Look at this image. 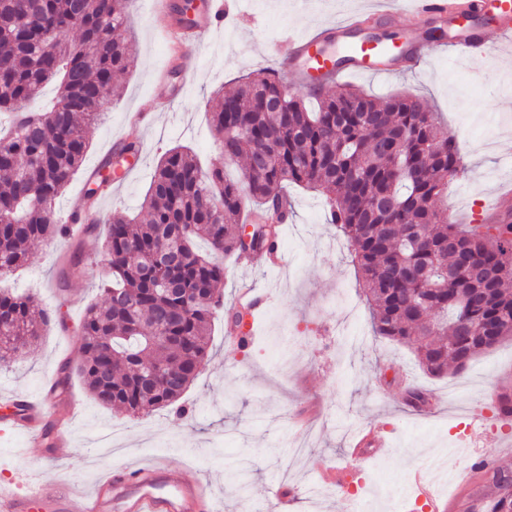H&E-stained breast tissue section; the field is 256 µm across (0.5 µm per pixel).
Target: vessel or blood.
I'll list each match as a JSON object with an SVG mask.
<instances>
[{"label": "vessel or blood", "instance_id": "obj_1", "mask_svg": "<svg viewBox=\"0 0 512 512\" xmlns=\"http://www.w3.org/2000/svg\"><path fill=\"white\" fill-rule=\"evenodd\" d=\"M153 9L167 18L166 33L174 63L191 70V51L207 40L223 20L217 0H212L204 18L193 26L178 22L171 0H153ZM493 14L498 37L512 39V0H412L405 9L406 19H435L448 26L443 40L430 46L413 41H382L363 34L370 12H357L347 19L321 27L311 36L290 38L277 51L283 74L295 86L313 88L328 85L345 76L383 75L413 71L421 67L431 50L443 54L480 60L493 54L496 46L485 30L461 22V10ZM78 407L72 401H60L54 385H45L39 397L9 401L0 420L24 434L30 443L44 447L53 457L67 445V431ZM18 487L0 486V512H215L216 505L208 488L190 479L184 469L163 462L148 466L114 468L100 478L96 486L82 493L66 482L31 481L19 473ZM415 502L426 512H454L455 506L437 489L429 470H416L410 478Z\"/></svg>", "mask_w": 512, "mask_h": 512}]
</instances>
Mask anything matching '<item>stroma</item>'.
Listing matches in <instances>:
<instances>
[{"mask_svg":"<svg viewBox=\"0 0 512 512\" xmlns=\"http://www.w3.org/2000/svg\"><path fill=\"white\" fill-rule=\"evenodd\" d=\"M222 29L198 50L192 76L168 69V48L159 31L162 18L146 6L129 8L127 33L134 66L113 77V91L90 138L84 162L56 203L67 217L83 197L94 169L129 130L132 113L151 105L154 120L143 128V145L125 177L102 196L103 214L116 209L138 212L144 192L165 150L185 145L203 169L221 165L210 125L217 89L233 90L238 77L274 67L269 50L288 33L302 34L336 22L375 0H223ZM485 80H475L476 72ZM169 73L183 84L172 103L153 100L156 80ZM350 84L385 97L395 92L419 95L430 111L455 135L460 146L459 181L449 183L437 205L457 223L466 224L491 202L502 184H512V65L491 55L475 62L432 54L422 69L388 76H353ZM295 215L285 224L280 267L264 260L233 265L224 281V305L233 307L237 291L250 285L267 294L269 306L255 326V340L230 350L228 315L212 322L209 356L178 405L150 414L128 415L98 405L77 375L71 394L83 405L68 432V448L50 460L23 435L0 428V481L23 470L43 480L90 486L116 466L160 460L184 467L216 497L217 512H242L243 506H266L275 484L315 486L316 470L347 455L348 438L361 428H377L389 441L387 451L351 459L348 484L370 485V512H412L404 489L412 471L438 469L443 492L459 500L457 512H478L477 498L492 487V475L474 473V450L512 466V422L494 419L491 390L502 385L512 394V340L477 356L460 375L432 377L415 362L408 345L374 337L368 316L346 330L336 322L347 306L364 307L361 275L352 263V245L328 224L323 198L289 186ZM101 230L92 226L32 247L29 262L0 278V289L33 295L55 314L38 344L0 364L6 393L35 395L57 376L62 364H76L77 328L85 308L98 298L102 274ZM83 259L69 274L64 260ZM430 390L434 403L418 412L406 402L407 383ZM314 406L317 434L306 450L304 466L293 464L297 438L290 419ZM239 462L249 472L250 487L240 492L224 474L225 464Z\"/></svg>","mask_w":512,"mask_h":512,"instance_id":"35a3bbf8","label":"stroma"}]
</instances>
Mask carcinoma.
<instances>
[{"instance_id":"cac0c4a2","label":"carcinoma","mask_w":512,"mask_h":512,"mask_svg":"<svg viewBox=\"0 0 512 512\" xmlns=\"http://www.w3.org/2000/svg\"><path fill=\"white\" fill-rule=\"evenodd\" d=\"M127 29L126 0H0V276L28 262L32 243L67 236L54 203L84 161L112 76L133 64ZM50 84L55 101L35 107ZM282 90L267 69L244 78L211 115L224 166L204 172L188 148L173 147L140 213L117 211L106 223L101 299L78 333L77 372L99 403L147 414L182 397L223 308L229 268L216 257L274 252L272 224L254 225L252 246L242 243L244 203L286 224L289 184L325 194L328 222L354 247L373 334L414 346L424 372L462 371L512 338V221L460 228L437 208L458 175L459 150L424 102L332 86L312 105L283 101ZM140 152L136 137L117 144L85 196ZM49 322L31 298L1 289L0 362L37 342ZM145 361L173 380L147 384ZM494 481L485 512H512V481L502 472Z\"/></svg>"}]
</instances>
